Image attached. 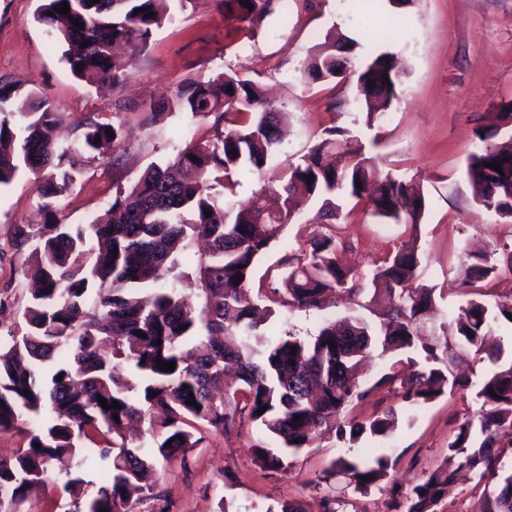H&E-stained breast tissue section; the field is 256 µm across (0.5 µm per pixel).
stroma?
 Segmentation results:
<instances>
[{
	"instance_id": "obj_1",
	"label": "stroma",
	"mask_w": 512,
	"mask_h": 512,
	"mask_svg": "<svg viewBox=\"0 0 512 512\" xmlns=\"http://www.w3.org/2000/svg\"><path fill=\"white\" fill-rule=\"evenodd\" d=\"M37 6L38 0H0V80L48 97L67 116L68 126L58 133L61 143L77 137L79 122L90 116L121 121L127 136L122 164L113 165L108 154L89 163L52 211L39 210L27 174L0 187V298L11 302L0 312L1 338L20 321L26 303L24 257L11 241L14 225L53 218L89 223L117 188L128 187L148 164L174 159L186 141L210 139L211 119L163 112L159 105L177 86L230 69L263 86L285 112L287 133L278 160L305 153L325 128L338 126L370 145L379 168L422 184L428 208L421 223L383 224L359 206L344 208L335 230L340 264L360 279L403 241L417 239L420 280L436 296L426 331L441 330L467 301L460 287L466 249L512 248V223L476 204L466 176L477 129L512 102V0H412L392 26L386 0H370L363 11L349 0H289L272 15L246 23L226 16L216 0H192L133 55L127 84L102 91L75 79L61 63L60 48L34 20ZM334 30L356 40L358 56L387 53L398 62V98L375 123L353 105L350 83H311L302 75L311 48ZM314 214V208H304L269 249L258 267L266 281L278 283L285 255L305 248ZM360 312L333 294L320 309H279L269 331L306 338L326 321ZM479 408L474 392H447L412 411L389 439L364 438L347 450L331 433L290 455L287 469L276 473L256 461L251 448L258 431L245 418L232 434L205 432L203 442L185 455L158 460L163 499H140L134 512H157L161 506L167 512H266L286 500L300 502L307 512H323V499L336 497L340 512H387L382 488L361 493L344 475L326 478L323 470L345 452L364 455L386 445L396 461L387 483L413 486L441 464L459 424ZM228 472L234 481H225ZM483 490L475 473H464L437 512H475Z\"/></svg>"
}]
</instances>
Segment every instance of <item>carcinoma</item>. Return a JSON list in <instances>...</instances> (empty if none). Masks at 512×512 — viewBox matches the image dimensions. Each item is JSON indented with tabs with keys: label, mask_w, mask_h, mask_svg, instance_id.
I'll return each instance as SVG.
<instances>
[{
	"label": "carcinoma",
	"mask_w": 512,
	"mask_h": 512,
	"mask_svg": "<svg viewBox=\"0 0 512 512\" xmlns=\"http://www.w3.org/2000/svg\"><path fill=\"white\" fill-rule=\"evenodd\" d=\"M64 1L67 14L57 12ZM157 2L40 0L35 21L63 48L61 62L72 76L115 87L127 79L129 64L113 56V46L122 42L140 52L154 30L172 19ZM217 2L226 15L245 22L255 13L273 12L277 0ZM138 8L143 12L135 13ZM148 10L153 15L146 16ZM350 42L316 45L303 75L313 83L353 82L356 103L371 121L387 110L397 87L390 79L391 94L384 95L368 84L393 71L394 60L387 54L361 60ZM26 96L27 111L12 121L0 119V186L29 173L49 207V200L68 192L94 159L91 152L103 141H120L125 130L87 118L74 142L59 147L48 131L64 114L46 97L32 91ZM166 105L174 112L215 115L213 138L204 144L189 141L173 160L150 164L89 224L13 228L19 252L38 239L23 268L38 288L28 299L20 331L0 342V432L20 431L26 437L25 447L0 459V512H20L30 487L50 479L53 463L64 461L69 466L62 490L72 512H133L135 497L160 499L155 487L142 484L154 462L201 442L188 430L191 423L228 434L240 411L262 431L252 451L273 471L319 434L334 432L349 444L364 435L390 437L399 425L396 409L365 422L346 419L344 410L399 379V364L411 369L402 379L406 403L423 406L447 388L467 390L471 382L454 374V368L470 353L489 361L476 384L477 420L459 425L447 456L427 478L406 493L389 490L387 512H435L461 469L487 479L477 512H512V358L501 349H484L493 323L512 324L511 296L492 305L470 298L450 316L442 334L425 339L420 320L434 305V289L417 282L421 253L404 244L368 274L372 297L381 294L389 303L377 325L345 317L325 322L317 335L304 339L271 336L255 317L249 288L259 261L281 241L298 212V188L317 206L313 223L328 227L336 223L346 198L367 200L383 224H419L428 204L423 186L378 171L349 130L336 126L326 128L297 160L275 162L279 112L257 83L236 71L184 84ZM496 119L499 137L477 131L479 144L467 155L466 172L476 203L512 222V107H502ZM236 174H255L259 180V188L240 205L212 191L214 183L231 188ZM189 236L205 241L208 254L196 274L200 309L172 283ZM307 244L285 262L271 303L320 308L330 291L350 300L361 295L354 277L336 261L335 233L316 230ZM495 255L466 254L474 279L497 273ZM400 353L409 354L407 360L384 366L371 386L359 380L365 360ZM159 359L175 363V369H159ZM101 397L121 408L104 409ZM192 399L201 408L189 405ZM298 415L301 419L294 420ZM134 420L148 423L147 452L127 443ZM93 435L105 446L90 455L80 441ZM391 464L388 449L379 448L359 460L341 455L331 471L347 474L356 490L366 492L384 481ZM90 467L102 473L92 493L85 479Z\"/></svg>",
	"instance_id": "carcinoma-1"
}]
</instances>
